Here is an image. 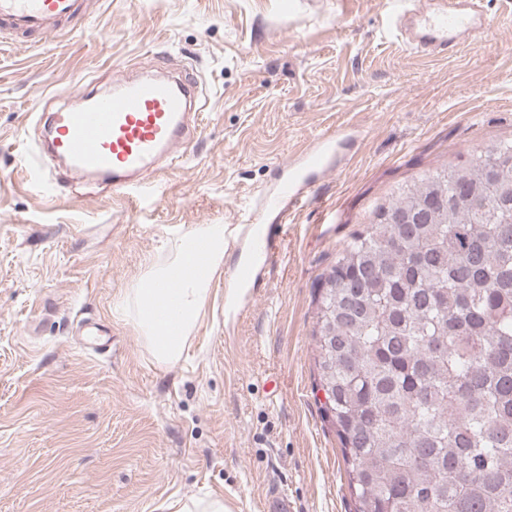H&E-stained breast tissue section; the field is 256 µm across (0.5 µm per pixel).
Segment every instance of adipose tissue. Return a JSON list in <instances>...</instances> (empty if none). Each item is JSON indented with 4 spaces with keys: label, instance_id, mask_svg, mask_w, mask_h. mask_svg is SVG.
I'll return each mask as SVG.
<instances>
[{
    "label": "adipose tissue",
    "instance_id": "adipose-tissue-1",
    "mask_svg": "<svg viewBox=\"0 0 512 512\" xmlns=\"http://www.w3.org/2000/svg\"><path fill=\"white\" fill-rule=\"evenodd\" d=\"M200 248L205 251V260L197 264L193 256ZM227 251L223 225L196 227L165 241L150 259L146 275L127 289L115 313L135 325L157 363L173 365L181 360ZM176 270L181 271L182 277L175 286H168L167 281ZM164 298L175 311L176 328H168L157 315Z\"/></svg>",
    "mask_w": 512,
    "mask_h": 512
}]
</instances>
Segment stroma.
Returning <instances> with one entry per match:
<instances>
[{
  "mask_svg": "<svg viewBox=\"0 0 512 512\" xmlns=\"http://www.w3.org/2000/svg\"><path fill=\"white\" fill-rule=\"evenodd\" d=\"M450 57L388 29L386 0H97L65 36L0 38V512H354L316 389L318 282L404 181L512 140V0ZM189 73L208 101L175 166L111 199L33 161L80 81ZM358 138L234 301L216 275L186 353L157 364L113 310L162 242L236 224L314 138ZM166 509H173L175 512H231L224 504L222 498H212L208 500H189L171 502L165 506Z\"/></svg>",
  "mask_w": 512,
  "mask_h": 512,
  "instance_id": "1",
  "label": "stroma"
}]
</instances>
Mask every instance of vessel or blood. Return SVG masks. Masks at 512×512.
Listing matches in <instances>:
<instances>
[{"mask_svg": "<svg viewBox=\"0 0 512 512\" xmlns=\"http://www.w3.org/2000/svg\"><path fill=\"white\" fill-rule=\"evenodd\" d=\"M389 4L406 44L425 57L457 53L488 25L482 0H448L435 11L421 7L420 0H389ZM82 6L83 0H0V21L18 37L59 35ZM72 98V104L45 120L38 156L116 195L141 187L148 177L172 165L177 145L189 142L195 133L188 114L202 109L195 80L158 71L106 90L82 86ZM346 138L339 132L312 140L253 203L236 232L247 253L235 269V288L254 287L259 271L278 257V240L265 216L286 217L302 203L320 175L339 164Z\"/></svg>", "mask_w": 512, "mask_h": 512, "instance_id": "1", "label": "vessel or blood"}]
</instances>
